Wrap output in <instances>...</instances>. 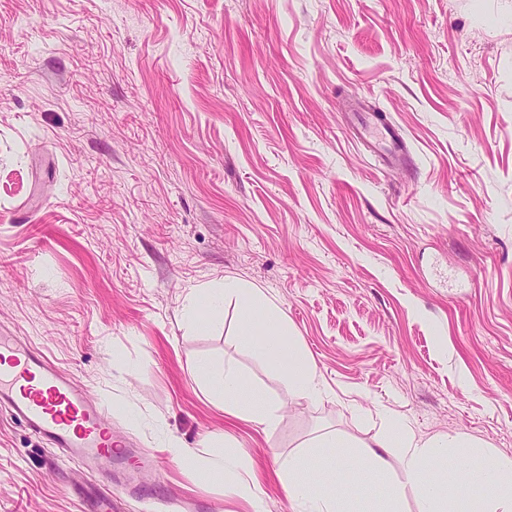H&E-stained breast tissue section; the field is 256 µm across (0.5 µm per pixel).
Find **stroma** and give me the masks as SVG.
Instances as JSON below:
<instances>
[{"mask_svg": "<svg viewBox=\"0 0 512 512\" xmlns=\"http://www.w3.org/2000/svg\"><path fill=\"white\" fill-rule=\"evenodd\" d=\"M385 114L394 165L350 124ZM234 277L281 309L323 392L293 399L238 305L183 309ZM0 327L43 351L157 469L106 474L0 410V512H296L275 470L390 477L388 423L512 456V0H0ZM234 364L273 430L205 397ZM223 433L220 442L213 433ZM176 439L194 463L175 464ZM227 455L239 479L209 476ZM75 493L83 502L87 503L86 512H112V510H115L112 503V494L85 487H77Z\"/></svg>", "mask_w": 512, "mask_h": 512, "instance_id": "1", "label": "stroma"}]
</instances>
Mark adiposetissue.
Returning a JSON list of instances; mask_svg holds the SVG:
<instances>
[{"mask_svg": "<svg viewBox=\"0 0 512 512\" xmlns=\"http://www.w3.org/2000/svg\"><path fill=\"white\" fill-rule=\"evenodd\" d=\"M202 301L215 311L225 303H237L242 336L252 341L285 379L289 395L308 399L319 394L315 365L293 341L280 308L258 289L233 278L225 279L222 287L202 289L199 299L190 300L185 309L188 320L197 321V307ZM194 371L203 380L209 399L223 406L226 413L267 430L277 426L276 408L234 365L216 368L199 361ZM390 431L402 450V476L388 479L382 456L369 454L365 468L383 487L380 496L365 504L372 512H403V503L410 496L419 500L420 512H468L473 503L478 512H512V456L483 450L462 433L424 440L399 421ZM472 454L479 455L480 464L464 465V458ZM280 477L289 499L304 505V512H360L365 506L359 498L344 497L337 482L324 483L311 476L298 478L296 460L282 463Z\"/></svg>", "mask_w": 512, "mask_h": 512, "instance_id": "1", "label": "adipose tissue"}]
</instances>
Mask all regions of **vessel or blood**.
Listing matches in <instances>:
<instances>
[{"label":"vessel or blood","instance_id":"vessel-or-blood-1","mask_svg":"<svg viewBox=\"0 0 512 512\" xmlns=\"http://www.w3.org/2000/svg\"><path fill=\"white\" fill-rule=\"evenodd\" d=\"M359 140L388 160L405 155V141L394 125L376 112L361 113ZM23 420L64 455L88 467L111 470L123 454L112 440V425L101 405L74 377L56 368L22 337L0 331V409ZM77 496L87 512H112L110 494L85 487Z\"/></svg>","mask_w":512,"mask_h":512}]
</instances>
